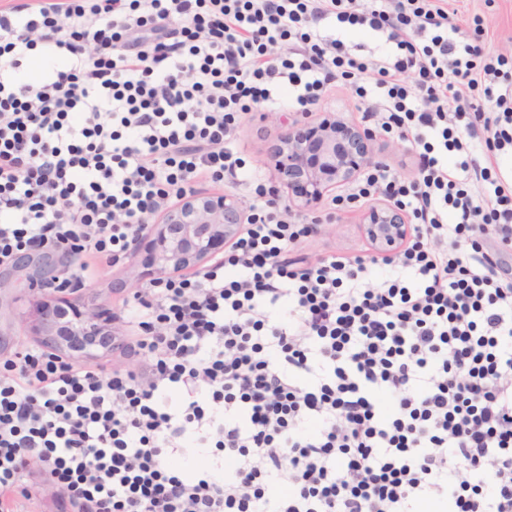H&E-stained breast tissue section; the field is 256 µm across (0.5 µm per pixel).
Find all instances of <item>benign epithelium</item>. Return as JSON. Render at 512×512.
Returning a JSON list of instances; mask_svg holds the SVG:
<instances>
[{
	"label": "benign epithelium",
	"mask_w": 512,
	"mask_h": 512,
	"mask_svg": "<svg viewBox=\"0 0 512 512\" xmlns=\"http://www.w3.org/2000/svg\"><path fill=\"white\" fill-rule=\"evenodd\" d=\"M279 132L265 165L288 206L315 211L337 189L360 179L377 161L376 133L338 112H295L277 118ZM246 221L244 200L231 193H192L145 225L134 255H143L142 276L152 280L189 268L231 244ZM362 237L379 255L392 257L413 233L402 210L391 201L364 208ZM109 322L99 307H79L64 297L36 305L32 333L60 351L93 354L73 340L92 336Z\"/></svg>",
	"instance_id": "benign-epithelium-1"
}]
</instances>
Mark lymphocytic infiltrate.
<instances>
[{
    "mask_svg": "<svg viewBox=\"0 0 512 512\" xmlns=\"http://www.w3.org/2000/svg\"><path fill=\"white\" fill-rule=\"evenodd\" d=\"M339 85L418 160L349 196L410 216L391 258L299 253L318 225L234 145L242 115L307 112ZM505 159L512 59L448 0H7L0 263L61 251L80 282L195 181L255 198L203 274L113 314L99 346L128 367L0 362V512H37L25 480L74 512H512Z\"/></svg>",
    "mask_w": 512,
    "mask_h": 512,
    "instance_id": "lymphocytic-infiltrate-1",
    "label": "lymphocytic infiltrate"
}]
</instances>
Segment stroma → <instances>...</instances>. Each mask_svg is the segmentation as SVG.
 Returning <instances> with one entry per match:
<instances>
[{
    "instance_id": "1",
    "label": "stroma",
    "mask_w": 512,
    "mask_h": 512,
    "mask_svg": "<svg viewBox=\"0 0 512 512\" xmlns=\"http://www.w3.org/2000/svg\"><path fill=\"white\" fill-rule=\"evenodd\" d=\"M455 9L462 29L473 31L475 24L487 30L491 48L512 53V0H448ZM278 134L276 123L246 115L237 132L236 147L248 165L263 168L264 154ZM375 152L384 164L399 175L410 178L416 173V158L407 142L385 135L377 136ZM362 206L326 201L319 209L322 220L319 234L302 244L310 254L336 253L350 256L367 251V244L358 232ZM68 261L53 251H38L28 256L0 264V358L15 352L40 346L39 337L29 330L33 307L39 293L31 289L32 281L51 282L68 278ZM134 274L128 261L99 267L95 278L85 282L80 291L69 299L79 305L101 304L109 311H119L124 303L133 302L134 295L125 286Z\"/></svg>"
}]
</instances>
